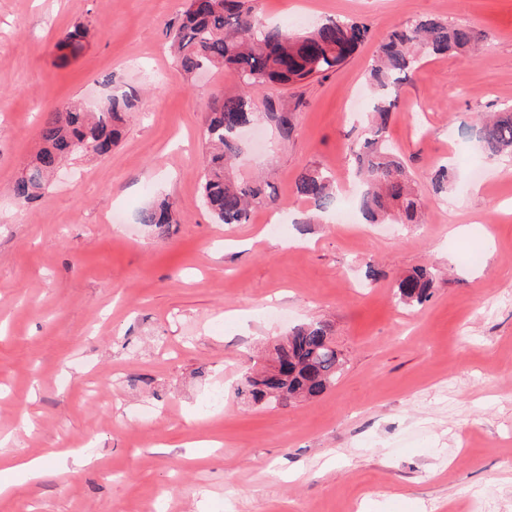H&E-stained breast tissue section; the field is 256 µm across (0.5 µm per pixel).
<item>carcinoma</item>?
<instances>
[{"label":"carcinoma","mask_w":512,"mask_h":512,"mask_svg":"<svg viewBox=\"0 0 512 512\" xmlns=\"http://www.w3.org/2000/svg\"><path fill=\"white\" fill-rule=\"evenodd\" d=\"M91 29L76 25L58 43L63 58H75L86 48ZM169 36L174 58L184 73L195 75L211 68H229L239 90L207 106L204 139L203 201L218 224H247L253 211L275 204L269 185L237 181L231 171L240 152L238 126L255 118L251 92L259 86L288 88L324 77L340 68L366 40L367 28L357 22L329 18L314 29L298 34L266 25L251 0H185L184 9ZM478 51L473 31L439 18L418 19L393 29L376 48L368 72L375 96L373 119L366 137L351 150V161L363 183L358 197L362 217L371 224L393 220L419 224L424 217L422 197L410 173L388 143L387 127L403 86L426 56L457 55L466 60ZM133 92L108 96L95 112L77 100L48 113L39 130L41 147L23 169L13 187L21 209L39 198L60 162L74 155L105 157L119 141L127 113L136 104ZM474 138L488 158L512 156V108L494 112L477 126ZM456 179L442 167L434 177L440 193ZM296 195L314 210L302 223L310 224L334 209L332 176L319 166H307L296 181ZM138 222L158 235L174 222L169 205L161 202L138 214ZM437 288L435 274L417 268L397 279L395 299L406 306L429 301ZM280 369H265L260 379L242 378L237 394L253 402L275 397L285 390L288 400H308L323 395L336 383L343 359L333 345L330 325L323 321L289 331L275 348Z\"/></svg>","instance_id":"carcinoma-1"}]
</instances>
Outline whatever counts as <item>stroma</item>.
Returning a JSON list of instances; mask_svg holds the SVG:
<instances>
[{
	"label": "stroma",
	"instance_id": "1",
	"mask_svg": "<svg viewBox=\"0 0 512 512\" xmlns=\"http://www.w3.org/2000/svg\"><path fill=\"white\" fill-rule=\"evenodd\" d=\"M256 7L295 32L331 17L369 33L327 78L254 89L294 129L262 119L243 137L234 176L263 174L277 202L224 225L202 204L203 124L238 80L177 66L183 0H0V453L92 459L18 483L0 512H440L470 495L512 512V157L482 158L470 135L512 106V0ZM429 15L469 24L484 51L424 59L389 122L427 192L425 223H305V166L335 175L337 207L353 204L373 52ZM77 24L95 36L61 63ZM115 91L139 103L111 155L63 160L17 208L10 188L46 113ZM442 164L457 180L435 194ZM162 200L176 222L160 238L137 215ZM421 266L440 274L435 294L397 305L396 278ZM316 320L344 358L334 386L287 406L237 397L257 355Z\"/></svg>",
	"mask_w": 512,
	"mask_h": 512
}]
</instances>
